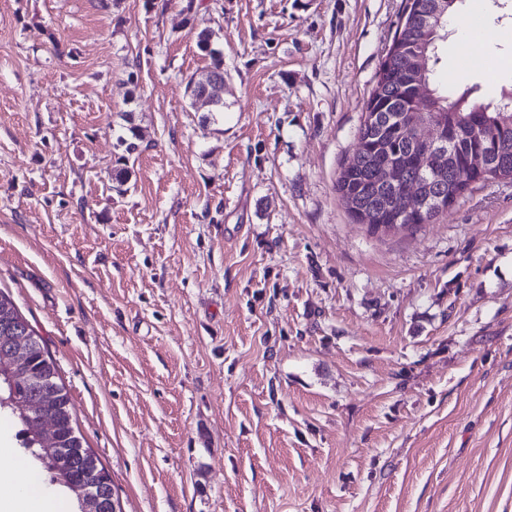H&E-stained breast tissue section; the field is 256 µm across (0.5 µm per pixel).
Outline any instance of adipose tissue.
I'll use <instances>...</instances> for the list:
<instances>
[{
	"label": "adipose tissue",
	"instance_id": "obj_1",
	"mask_svg": "<svg viewBox=\"0 0 512 512\" xmlns=\"http://www.w3.org/2000/svg\"><path fill=\"white\" fill-rule=\"evenodd\" d=\"M10 462L13 482L5 497L0 498V512H60L61 497L46 492L25 457L14 449L0 450Z\"/></svg>",
	"mask_w": 512,
	"mask_h": 512
}]
</instances>
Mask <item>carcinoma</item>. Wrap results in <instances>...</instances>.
I'll list each match as a JSON object with an SVG mask.
<instances>
[{"label":"carcinoma","mask_w":512,"mask_h":512,"mask_svg":"<svg viewBox=\"0 0 512 512\" xmlns=\"http://www.w3.org/2000/svg\"><path fill=\"white\" fill-rule=\"evenodd\" d=\"M457 2L406 0L402 22L394 35L399 48L391 53L387 68L380 69L366 106V111L377 114L378 123L372 127L361 125L360 151L337 180V189L348 197L349 210L358 222L363 215L372 214L387 224L398 214L397 203L390 202L389 189L380 177V154L397 158L403 177H415L412 125L422 119H430L454 133L464 156L478 154L482 146L492 143L501 168L490 171L486 180L512 177V107L504 109L508 101L501 99L491 108L479 105L469 100L466 92L449 91L448 84L437 75ZM418 84L427 87L428 98L412 96V89ZM17 316L19 312L11 298L0 291V325ZM32 373L46 379L40 402L48 405L58 426L53 448L41 446L39 421L20 406L30 396L28 377ZM0 415L20 424L21 445L36 461L35 471L49 484L65 488L70 493L73 512H83L59 463L80 459L88 475H103L105 470L95 453L83 447L76 435L68 393L56 380L52 358L33 336L0 357Z\"/></svg>","instance_id":"obj_1"}]
</instances>
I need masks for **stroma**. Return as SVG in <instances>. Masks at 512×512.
I'll list each match as a JSON object with an SVG mask.
<instances>
[{"label": "stroma", "instance_id": "35a3bbf8", "mask_svg": "<svg viewBox=\"0 0 512 512\" xmlns=\"http://www.w3.org/2000/svg\"><path fill=\"white\" fill-rule=\"evenodd\" d=\"M403 8L0 0V291L121 512H512V181L388 236L336 187ZM472 12L491 69L441 70L493 104L512 0Z\"/></svg>", "mask_w": 512, "mask_h": 512}]
</instances>
